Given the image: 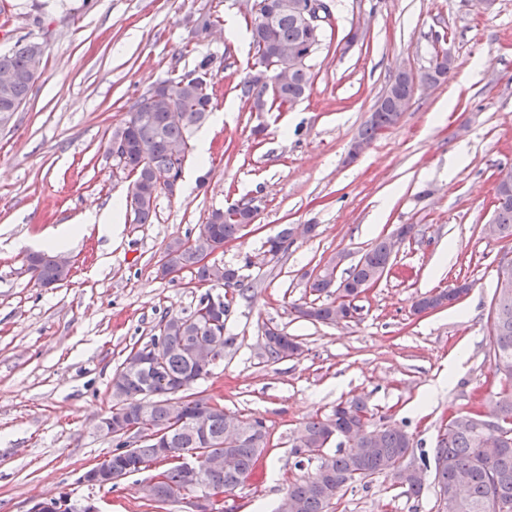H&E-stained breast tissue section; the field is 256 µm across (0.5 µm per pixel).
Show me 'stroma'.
<instances>
[{
	"label": "stroma",
	"instance_id": "stroma-1",
	"mask_svg": "<svg viewBox=\"0 0 512 512\" xmlns=\"http://www.w3.org/2000/svg\"><path fill=\"white\" fill-rule=\"evenodd\" d=\"M333 20L309 64L313 84L287 111L258 112L235 86L255 69L246 0H0V52L45 43V66L24 106L0 114V512H27L36 497L86 495L103 512L162 508L141 488L153 465L114 488L88 490L83 471L112 451L98 429L112 406L111 380L162 317L186 316L207 293L190 272L157 273L165 244L195 234L208 213L256 201L251 226L214 262L238 268L245 292L226 321L223 361L196 391L221 398L234 418L262 419L270 450L228 496L238 512H274L301 477L292 454L302 424L360 397L375 425L406 429L411 459L432 454L444 419L495 390L488 355L499 246L484 237L495 186L512 173V0L481 13L474 0H333ZM219 16L209 35L201 14ZM361 40L342 50L353 25ZM453 58L445 81L420 86L390 133L347 160L375 102L402 69L429 67L438 37ZM216 62L215 111L192 145L173 195L160 196L153 223L125 207L129 181L107 142L153 88ZM483 67H476V60ZM121 206L112 238L95 228L71 246L67 280L41 287L32 245L87 211ZM313 224L279 260L262 262L266 239L283 225ZM416 225L392 270L360 298L353 321L299 318L311 302L313 269L344 253L357 262L379 237ZM459 280L457 303L414 314L412 303ZM302 344L274 361L267 328ZM331 512H440L433 481L420 496L385 476L348 489Z\"/></svg>",
	"mask_w": 512,
	"mask_h": 512
}]
</instances>
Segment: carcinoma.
Returning <instances> with one entry per match:
<instances>
[{
  "instance_id": "cac0c4a2",
  "label": "carcinoma",
  "mask_w": 512,
  "mask_h": 512,
  "mask_svg": "<svg viewBox=\"0 0 512 512\" xmlns=\"http://www.w3.org/2000/svg\"><path fill=\"white\" fill-rule=\"evenodd\" d=\"M296 0H254L257 11L251 13L252 43L257 63L273 67L274 87L259 83L251 76L240 84L241 93L253 99V108L263 112L267 108L282 110L304 98L310 88L313 74L308 62L320 46L324 30H314L304 24L294 6ZM271 14L275 22L267 26L263 17ZM44 43L27 41L0 53V112H16L26 101L32 86L44 65ZM213 58L203 56L195 67L177 76L169 83L155 87L129 112L128 118L112 131V138L125 143L126 178L130 179V208L134 223L151 224L156 216L157 200L172 191L160 178L175 182L182 178L190 154L192 130L202 125L212 110L210 71ZM387 93L393 95L380 110L364 121L358 136L371 143L384 127L397 125L414 95L407 77L398 75ZM506 199L495 211L494 220L502 233L512 237V186L501 190ZM257 210L247 203H238L213 210L198 227L195 236L173 238L165 244L162 259L187 270L198 282L224 289L231 298L243 293V281L237 268L227 265L210 267L198 265V255L214 253L224 243L237 238L244 225L254 221ZM291 229L283 227L265 242L266 251L283 253L290 245ZM30 269L36 281L46 286L65 280L69 269L59 266L56 256L36 253L29 256ZM393 263L391 239L378 238L365 250L346 276L336 278V269H325L309 278L308 288L314 295L323 293L349 301L356 299L358 287L383 273ZM457 289L450 286L436 295H424L414 301L416 314L425 308L437 309L444 302L456 298ZM337 314L336 301L304 305L300 315L314 322L332 324ZM489 342V355L494 361V374L499 377V388L489 400L490 413L512 421V294L499 300ZM227 320L224 311H204L202 305L186 317L170 316L157 325L148 345L164 344L162 362L158 370L142 374L127 373L119 368L113 375L112 409L137 431H151L168 437V447L175 451L189 448L207 460L230 455L235 469L210 467L205 482L225 491L240 484V477L249 474L258 458L267 452L269 439L265 423L260 419H233L222 408L210 411L195 400L196 394L186 388L180 398L186 405L180 412L183 420L174 427L170 412L168 383L194 380L201 371L200 356L224 348L233 338L224 335ZM265 335L273 341L269 356L282 360L293 356L299 344L277 328H268ZM345 409H337L327 417H311L298 431L293 448H321L311 474L288 485V512H329L330 500L343 488L363 483L377 474H387L397 457L412 447L409 433L397 426L382 425L375 435L362 437L360 452L353 453L337 444L329 451L331 436L348 433L361 427L362 416L369 411L366 401L352 399L343 402ZM468 412L460 411L438 436L434 448V484L442 512H512V436L501 441L491 432H477L469 424ZM237 430L242 433L238 442L224 446V433ZM111 465L124 474L135 473L154 462H163L157 449L143 444L126 452L129 438L112 437ZM166 482L146 496L153 502L166 499L170 492L185 482L180 466L170 464L164 470Z\"/></svg>"
}]
</instances>
